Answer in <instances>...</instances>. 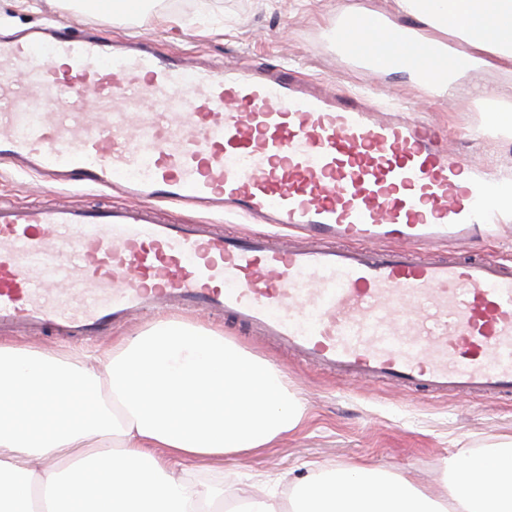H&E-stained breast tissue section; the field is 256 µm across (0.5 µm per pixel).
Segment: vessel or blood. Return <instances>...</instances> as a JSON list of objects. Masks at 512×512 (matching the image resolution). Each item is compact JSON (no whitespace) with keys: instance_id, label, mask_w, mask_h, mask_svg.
I'll return each mask as SVG.
<instances>
[{"instance_id":"vessel-or-blood-1","label":"vessel or blood","mask_w":512,"mask_h":512,"mask_svg":"<svg viewBox=\"0 0 512 512\" xmlns=\"http://www.w3.org/2000/svg\"><path fill=\"white\" fill-rule=\"evenodd\" d=\"M368 72L446 83V52L366 41ZM0 161L126 201L0 206V326L97 336L158 308L224 317L336 375L409 390L512 394V264L458 245L512 211V187L430 123L285 67H189L93 30L0 37ZM159 202L298 228L307 244L171 223Z\"/></svg>"}]
</instances>
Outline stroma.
I'll list each match as a JSON object with an SVG mask.
<instances>
[{
    "label": "stroma",
    "instance_id": "obj_1",
    "mask_svg": "<svg viewBox=\"0 0 512 512\" xmlns=\"http://www.w3.org/2000/svg\"><path fill=\"white\" fill-rule=\"evenodd\" d=\"M388 15L396 24L432 35L422 20L397 12L392 0H156L136 16L91 12L81 0H0V34L61 22L94 26L104 35L214 64H288L331 86L367 95L383 111L410 109L446 136L455 151L488 176L512 181V132L494 125L496 110L512 112V78H496L482 66L466 79L490 86L489 102L442 90L423 94L412 78L359 71L336 55L329 33L336 19L351 13ZM55 186L0 165V201H54ZM156 313L131 316L103 336L66 340L52 332L30 335L0 331V340L45 353L100 352L114 340L147 329ZM181 320L223 332L250 354L270 361L301 398L305 417L293 432L272 443L200 464L203 477L223 478L238 492L260 481L307 474L315 466L336 468L361 460L405 476L416 488L438 487L458 449L482 450L512 438V396L466 398L410 391L381 383L350 381L298 362L273 342L229 321L185 311Z\"/></svg>",
    "mask_w": 512,
    "mask_h": 512
}]
</instances>
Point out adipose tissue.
I'll return each mask as SVG.
<instances>
[{"instance_id": "adipose-tissue-1", "label": "adipose tissue", "mask_w": 512, "mask_h": 512, "mask_svg": "<svg viewBox=\"0 0 512 512\" xmlns=\"http://www.w3.org/2000/svg\"><path fill=\"white\" fill-rule=\"evenodd\" d=\"M512 74V0H393ZM304 415L281 372L223 333L164 317L81 362L0 342V512H288L274 495L224 494L191 459L262 447ZM289 512H512V440L461 449L440 490L364 464L320 468Z\"/></svg>"}]
</instances>
